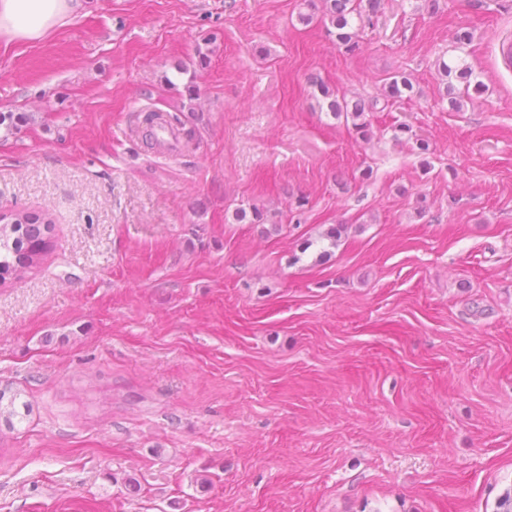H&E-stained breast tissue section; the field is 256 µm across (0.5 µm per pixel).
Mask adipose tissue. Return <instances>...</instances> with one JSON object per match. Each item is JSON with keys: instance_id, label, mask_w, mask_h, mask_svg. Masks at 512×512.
Segmentation results:
<instances>
[{"instance_id": "adipose-tissue-1", "label": "adipose tissue", "mask_w": 512, "mask_h": 512, "mask_svg": "<svg viewBox=\"0 0 512 512\" xmlns=\"http://www.w3.org/2000/svg\"><path fill=\"white\" fill-rule=\"evenodd\" d=\"M90 6L91 0H0V41L44 40Z\"/></svg>"}]
</instances>
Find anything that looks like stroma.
Instances as JSON below:
<instances>
[{"mask_svg":"<svg viewBox=\"0 0 512 512\" xmlns=\"http://www.w3.org/2000/svg\"><path fill=\"white\" fill-rule=\"evenodd\" d=\"M383 4L358 54L306 0H96L0 43V112L29 117L0 213L54 224L0 284V389L30 405L0 512H506L512 0ZM457 57L485 90L455 112ZM398 71L416 94L366 140L312 97Z\"/></svg>","mask_w":512,"mask_h":512,"instance_id":"obj_1","label":"stroma"}]
</instances>
